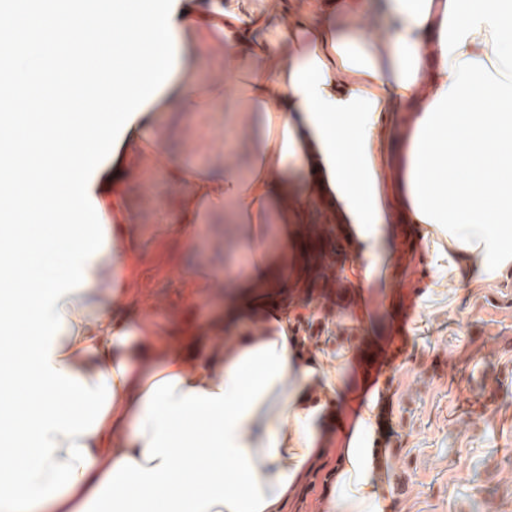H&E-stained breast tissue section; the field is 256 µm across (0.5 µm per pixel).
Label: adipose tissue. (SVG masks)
<instances>
[{"label":"adipose tissue","mask_w":512,"mask_h":512,"mask_svg":"<svg viewBox=\"0 0 512 512\" xmlns=\"http://www.w3.org/2000/svg\"><path fill=\"white\" fill-rule=\"evenodd\" d=\"M203 0H177V43L198 38ZM385 36H377L376 27ZM224 55L231 89L202 103L254 112L243 144L247 177L230 170L192 181L178 230L189 236L200 202L233 200L237 221L275 218L337 225L354 263L357 301L387 280L380 254L400 225H425L449 267L512 266V0H311L303 20L259 21L229 6ZM152 105L124 130L90 185L108 243L84 266L87 283L57 308L63 328L51 364L86 386L107 380L110 405L96 430L57 434L90 463L69 489L30 512H283L328 450L336 455L327 512H392L376 432L377 370L346 344L308 345L271 302L278 264L253 247V273L224 284V313L198 324L185 350L153 322L130 321L127 281L138 255L126 208L128 158ZM277 123L278 138L263 125ZM111 286L98 301V268ZM265 306L261 330L245 328ZM233 335L211 343L213 332Z\"/></svg>","instance_id":"1"}]
</instances>
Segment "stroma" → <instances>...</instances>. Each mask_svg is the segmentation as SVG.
Wrapping results in <instances>:
<instances>
[{
	"label": "stroma",
	"mask_w": 512,
	"mask_h": 512,
	"mask_svg": "<svg viewBox=\"0 0 512 512\" xmlns=\"http://www.w3.org/2000/svg\"><path fill=\"white\" fill-rule=\"evenodd\" d=\"M229 75L223 56L191 61L179 73L187 92L222 87ZM233 123L206 112H186L177 137L166 134L168 114L156 104L142 132L143 148L126 183L130 225L139 257L129 299L137 313L155 304L153 320L189 328L215 305L213 281L223 269L251 272L252 239L271 244L276 224H232L223 210L200 203L196 239L175 231L174 216L189 178L217 166L243 170L232 148L236 131L252 123L234 110ZM321 251L298 312L320 324L322 335L363 339L393 349L381 376L378 428L393 512H512V267L438 269L436 251L411 228L399 237L380 303L368 322L342 284L353 279L345 248L332 224L298 225L293 250L305 242ZM409 268L412 276L400 279ZM195 273L189 282L187 273Z\"/></svg>",
	"instance_id": "stroma-1"
}]
</instances>
